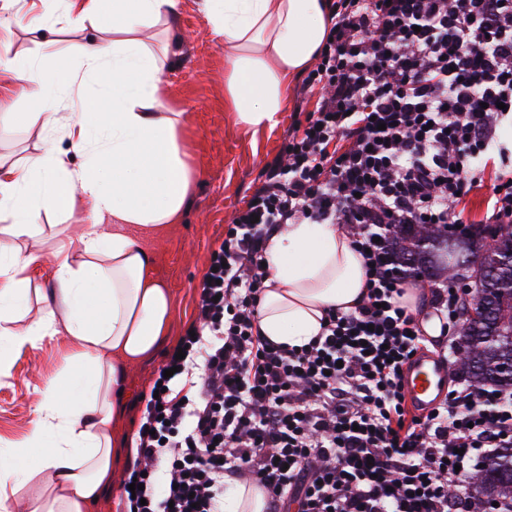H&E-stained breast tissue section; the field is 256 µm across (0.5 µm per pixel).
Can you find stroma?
Wrapping results in <instances>:
<instances>
[{"instance_id":"stroma-1","label":"stroma","mask_w":512,"mask_h":512,"mask_svg":"<svg viewBox=\"0 0 512 512\" xmlns=\"http://www.w3.org/2000/svg\"><path fill=\"white\" fill-rule=\"evenodd\" d=\"M65 0H0V59H34L46 67L76 66L75 44L111 38L112 16L102 14L96 27L79 30L65 18ZM53 27L51 45L30 34L32 25ZM177 41H169L165 24L152 28V46L169 45L170 52L159 79L166 101L186 121L182 146L195 172L189 206L181 223L170 225L160 239H147L153 253V275L170 289L173 303L172 339H179L195 317L198 287L207 272L212 250L224 239L235 209L244 206L264 173V165L282 148L302 109L313 108V97L302 94L300 84L288 92V105L274 129L247 131L224 110V47L202 12V0H179ZM36 106L0 75V162L21 161L40 143L39 126H26L20 113ZM83 211L56 215L51 226L29 246L43 254L41 264L30 267L32 287L48 292L54 286L53 248L62 240L77 239ZM69 345L62 338L44 340L12 356L8 372L0 373V446L25 439L36 419V386L55 378L64 368ZM164 350L129 369L125 383L124 412L116 425L120 440L136 433L142 398L148 394Z\"/></svg>"}]
</instances>
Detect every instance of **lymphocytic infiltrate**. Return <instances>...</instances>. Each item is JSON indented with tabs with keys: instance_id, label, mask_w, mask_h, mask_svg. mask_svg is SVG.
<instances>
[{
	"instance_id": "1",
	"label": "lymphocytic infiltrate",
	"mask_w": 512,
	"mask_h": 512,
	"mask_svg": "<svg viewBox=\"0 0 512 512\" xmlns=\"http://www.w3.org/2000/svg\"><path fill=\"white\" fill-rule=\"evenodd\" d=\"M329 39L306 77L312 109L236 210L199 289L197 318L157 376L121 481L128 512H224L247 479L264 512H451L449 489L512 446V392L458 379L430 412L401 394L422 348L400 298L417 277L390 254L399 224L459 223L476 165L507 155L512 0H332ZM286 224H339L361 252L366 295L329 311L307 346L261 336L267 242ZM457 342L464 296L430 287Z\"/></svg>"
}]
</instances>
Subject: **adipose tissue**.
Returning <instances> with one entry per match:
<instances>
[{
    "label": "adipose tissue",
    "instance_id": "obj_1",
    "mask_svg": "<svg viewBox=\"0 0 512 512\" xmlns=\"http://www.w3.org/2000/svg\"><path fill=\"white\" fill-rule=\"evenodd\" d=\"M112 12L109 40L75 50L80 72L45 69L31 59L0 67L39 106L23 122L48 127L65 104L67 135L81 153L70 164L46 137L23 162L0 164V235L33 236L43 217L89 205L76 242L54 254L55 288L38 314L28 307L33 251L0 247V338L7 351L45 338L70 344L64 381L39 388L34 428L16 448H0V512L29 484L41 490L31 512H85L117 486L112 423L123 409L128 367L169 338L172 300L151 275V255L137 232L179 223L194 172L181 146L182 115L164 104L154 74L161 57L139 36L172 23L178 0H87L68 21L76 28ZM204 12L224 42V109L240 126L275 128L288 88L306 72L330 28L326 0H205ZM106 77L111 111L87 123L78 73ZM270 276L259 330L270 342L299 348L321 331L328 310L348 312L365 293V268L350 236L335 224H287L268 241ZM39 449L36 465L25 459Z\"/></svg>",
    "mask_w": 512,
    "mask_h": 512
}]
</instances>
